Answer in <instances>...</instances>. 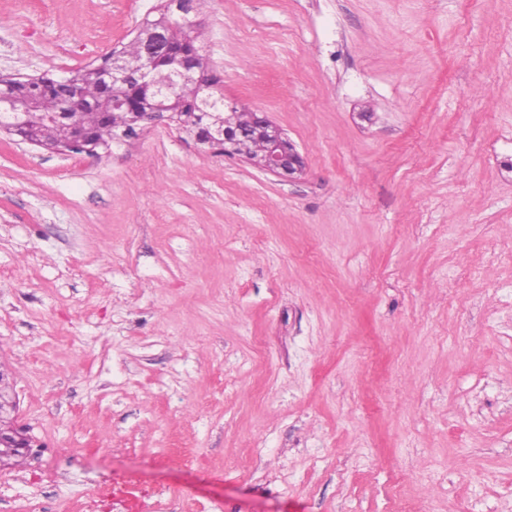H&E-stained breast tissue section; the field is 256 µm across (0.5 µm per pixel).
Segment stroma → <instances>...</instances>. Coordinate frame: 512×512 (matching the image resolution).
<instances>
[{
  "label": "stroma",
  "mask_w": 512,
  "mask_h": 512,
  "mask_svg": "<svg viewBox=\"0 0 512 512\" xmlns=\"http://www.w3.org/2000/svg\"><path fill=\"white\" fill-rule=\"evenodd\" d=\"M161 0H0V76L90 70ZM285 181L170 123L0 133V512H512V0H196ZM57 473L38 485L43 461ZM71 133L69 121L64 116L53 122L36 125L32 130L36 138L49 145L68 139Z\"/></svg>",
  "instance_id": "stroma-1"
}]
</instances>
